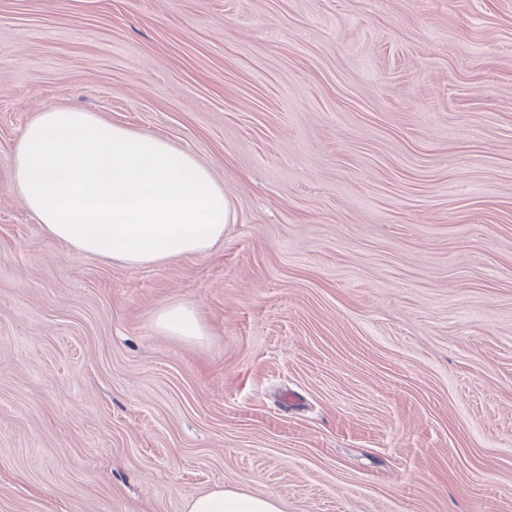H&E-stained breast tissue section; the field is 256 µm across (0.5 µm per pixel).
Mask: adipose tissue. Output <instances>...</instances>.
<instances>
[{
    "mask_svg": "<svg viewBox=\"0 0 512 512\" xmlns=\"http://www.w3.org/2000/svg\"><path fill=\"white\" fill-rule=\"evenodd\" d=\"M28 210L53 238L128 266L202 255L224 238L232 204L210 169L168 140L92 112L53 109L28 124L11 157ZM156 327L198 339L194 309L163 306ZM186 512H284L279 498L217 488Z\"/></svg>",
    "mask_w": 512,
    "mask_h": 512,
    "instance_id": "adipose-tissue-1",
    "label": "adipose tissue"
}]
</instances>
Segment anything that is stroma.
Listing matches in <instances>:
<instances>
[{"instance_id": "35a3bbf8", "label": "stroma", "mask_w": 512, "mask_h": 512, "mask_svg": "<svg viewBox=\"0 0 512 512\" xmlns=\"http://www.w3.org/2000/svg\"><path fill=\"white\" fill-rule=\"evenodd\" d=\"M62 107L208 166L223 241L51 238L10 156ZM218 486L512 512V0H0V512ZM155 325L171 336L198 339L204 335L196 311L182 304H168L160 308L155 315Z\"/></svg>"}]
</instances>
